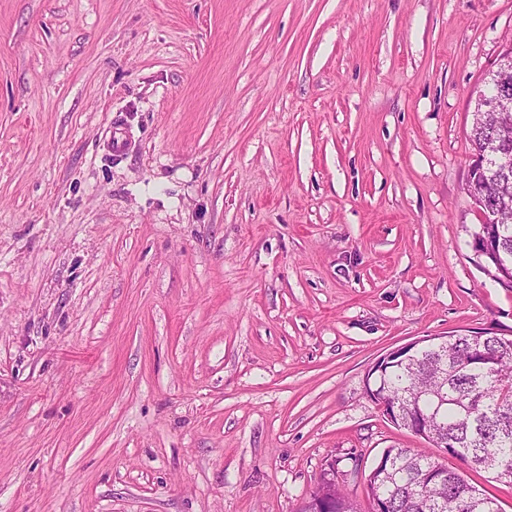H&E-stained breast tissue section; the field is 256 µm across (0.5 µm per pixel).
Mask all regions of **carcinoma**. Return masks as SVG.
Here are the masks:
<instances>
[{"label":"carcinoma","mask_w":512,"mask_h":512,"mask_svg":"<svg viewBox=\"0 0 512 512\" xmlns=\"http://www.w3.org/2000/svg\"><path fill=\"white\" fill-rule=\"evenodd\" d=\"M497 131L492 112L473 121L470 139L482 146ZM475 204L495 207V191L482 181L467 182ZM474 249L492 238L500 246L496 259L476 254L491 278L512 288V219L480 224L472 233ZM372 396L396 402L397 427L418 432L426 443L457 453L474 471L512 473V336L448 334L426 340L408 360L372 378ZM370 493L382 501L383 512H501L497 500L471 485L458 470L418 448H387L368 474ZM330 512H355L339 482L324 478L297 512H310L313 501Z\"/></svg>","instance_id":"carcinoma-1"}]
</instances>
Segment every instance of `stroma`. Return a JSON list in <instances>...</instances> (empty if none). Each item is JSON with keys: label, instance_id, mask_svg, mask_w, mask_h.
<instances>
[{"label": "stroma", "instance_id": "35a3bbf8", "mask_svg": "<svg viewBox=\"0 0 512 512\" xmlns=\"http://www.w3.org/2000/svg\"><path fill=\"white\" fill-rule=\"evenodd\" d=\"M512 0H0V512H356L364 379L512 336L475 93ZM468 192L473 198L478 209H481L484 224H479L477 230L471 233L478 265L491 276V278L509 288H512V209H509L511 220L505 224L499 223L497 209H482L480 204L489 207L498 206V198L494 190L484 187L480 179L476 182H467ZM492 238L500 246V252L496 259L491 260L481 255L478 250L483 239ZM326 472L323 473L321 483L316 490L310 495L311 501H305L297 512H310L315 509L313 507V501L320 500L326 502L329 506V510L332 512H356L352 506V503L346 497L339 482H336L332 478L326 479Z\"/></svg>", "mask_w": 512, "mask_h": 512}]
</instances>
